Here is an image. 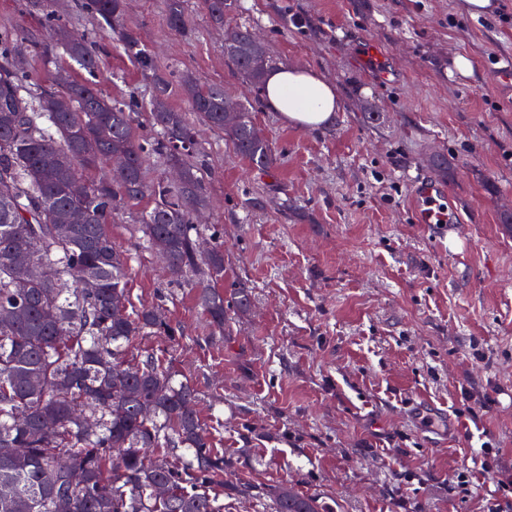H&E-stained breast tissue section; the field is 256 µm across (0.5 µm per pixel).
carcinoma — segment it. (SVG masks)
<instances>
[{
	"label": "carcinoma",
	"mask_w": 512,
	"mask_h": 512,
	"mask_svg": "<svg viewBox=\"0 0 512 512\" xmlns=\"http://www.w3.org/2000/svg\"><path fill=\"white\" fill-rule=\"evenodd\" d=\"M184 0H167V23L186 32ZM54 0H32L45 11L48 37L37 44L50 59L58 48L96 74L88 38L57 24ZM237 0H202L211 21ZM80 7L112 34L114 47L152 80L144 101L104 96L93 83L69 87L32 82L12 63L23 31L0 34V512H58L72 495L78 512H223L221 492L248 486L224 480L232 461L214 447L194 407L195 390L144 349L145 336L175 337L178 329L153 306H136L127 288L129 253L106 225L126 201L151 200L140 226L142 243L167 253L170 284L192 293L215 332L230 315L251 311L246 288L224 292V247L216 231L197 223L208 196L196 131L187 113L170 107L173 89L189 111L224 133L233 152L265 171L275 162L253 108L224 87L199 85L183 71L177 83L159 72L138 29L124 23L126 0H82ZM224 54L257 90L271 68L265 45L245 26L224 30ZM147 113L155 137L144 141L135 114ZM182 168L172 184L146 176L151 156ZM124 158L96 181L85 172L103 159ZM75 209L88 214L72 224ZM51 264L57 279L40 268ZM91 278L97 288L83 287ZM158 484L170 494L159 498ZM273 512H322L319 501L292 486L272 489Z\"/></svg>",
	"instance_id": "cac0c4a2"
}]
</instances>
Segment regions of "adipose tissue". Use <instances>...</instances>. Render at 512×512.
I'll return each mask as SVG.
<instances>
[{"label": "adipose tissue", "mask_w": 512, "mask_h": 512, "mask_svg": "<svg viewBox=\"0 0 512 512\" xmlns=\"http://www.w3.org/2000/svg\"><path fill=\"white\" fill-rule=\"evenodd\" d=\"M267 106L282 119L301 129L328 126L339 107L336 90L320 74L310 69L279 67L266 79Z\"/></svg>", "instance_id": "ef3b65f1"}]
</instances>
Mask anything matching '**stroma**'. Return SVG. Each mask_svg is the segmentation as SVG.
<instances>
[{
	"label": "stroma",
	"mask_w": 512,
	"mask_h": 512,
	"mask_svg": "<svg viewBox=\"0 0 512 512\" xmlns=\"http://www.w3.org/2000/svg\"><path fill=\"white\" fill-rule=\"evenodd\" d=\"M62 21L97 42L98 88L149 97L151 80L65 0ZM466 16L461 0H240L243 24L277 66L312 69L339 97L332 125L303 130L257 100L224 55V31L185 0L188 34L166 24L167 0H126L125 19L162 73L186 69L254 102L276 166L259 172L223 133L202 128L205 212L224 243V285L252 293L250 314L211 333L192 294L170 287L139 247L149 200L107 232L129 247L134 302H162L175 339L143 338L191 381L202 423L249 491L224 512H272L265 491L288 484L324 512H512L495 481L457 486L463 462L501 448L512 476V0ZM468 56L471 76L449 74ZM448 159V213L461 231L414 220L410 184ZM488 397L471 420L464 393ZM427 399L457 434L407 413Z\"/></svg>",
	"instance_id": "stroma-1"
}]
</instances>
